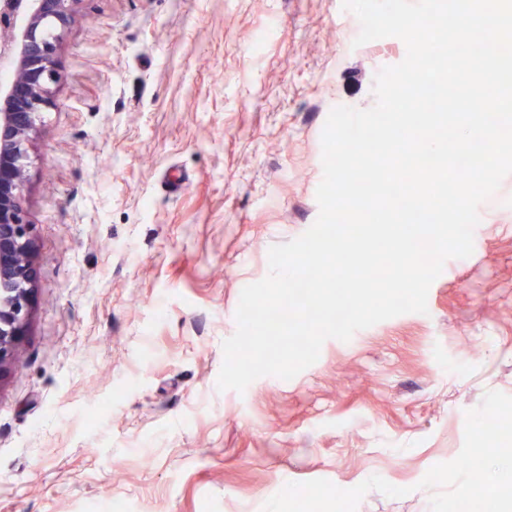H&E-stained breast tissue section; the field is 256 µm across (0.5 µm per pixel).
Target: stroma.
<instances>
[{
  "instance_id": "obj_1",
  "label": "stroma",
  "mask_w": 512,
  "mask_h": 512,
  "mask_svg": "<svg viewBox=\"0 0 512 512\" xmlns=\"http://www.w3.org/2000/svg\"><path fill=\"white\" fill-rule=\"evenodd\" d=\"M342 0H80L31 142L30 318L0 376V512H262L287 483L431 512L465 413L512 395V175L427 313L218 390L242 289L319 214L332 108L376 103L404 42Z\"/></svg>"
}]
</instances>
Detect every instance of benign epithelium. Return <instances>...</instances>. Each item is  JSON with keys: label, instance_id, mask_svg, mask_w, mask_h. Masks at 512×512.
<instances>
[{"label": "benign epithelium", "instance_id": "1", "mask_svg": "<svg viewBox=\"0 0 512 512\" xmlns=\"http://www.w3.org/2000/svg\"><path fill=\"white\" fill-rule=\"evenodd\" d=\"M79 0H0V58L14 64L0 85V373L14 355L29 314L33 282L31 224L24 205L28 143L51 106L58 30Z\"/></svg>", "mask_w": 512, "mask_h": 512}]
</instances>
